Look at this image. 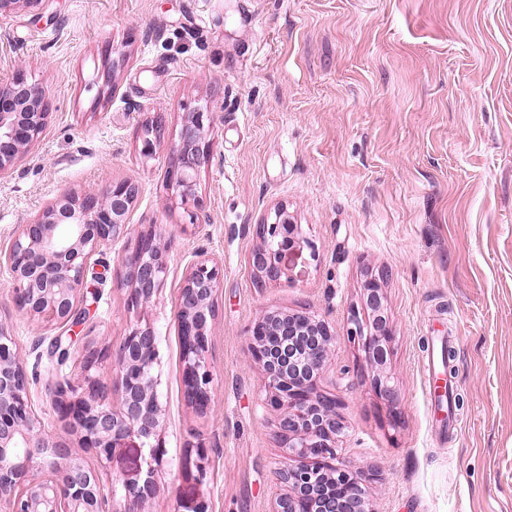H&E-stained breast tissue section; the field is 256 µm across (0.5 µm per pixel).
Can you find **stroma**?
I'll return each instance as SVG.
<instances>
[{
	"mask_svg": "<svg viewBox=\"0 0 512 512\" xmlns=\"http://www.w3.org/2000/svg\"><path fill=\"white\" fill-rule=\"evenodd\" d=\"M24 67L55 109L0 178V242L63 190L125 176L129 222L155 225L168 271L131 311L116 240L87 274L78 326L16 314L0 268V321L15 336L45 430L71 442L53 404L54 348L79 359L149 321L159 336L166 455L138 512H271L286 494L281 410L248 336L267 311L307 312L337 337L319 384L339 400V461L375 472L374 512H512V0H43L0 17V82ZM212 112L213 150L188 209L168 177L185 117ZM161 118L151 156L143 126ZM284 205L308 241L290 281L257 284L254 227ZM222 272L209 361L219 413L184 396L176 311L199 254ZM386 269L396 401L342 329L368 271ZM452 337L464 405L454 429L428 402L427 342ZM203 443V482L187 473Z\"/></svg>",
	"mask_w": 512,
	"mask_h": 512,
	"instance_id": "35a3bbf8",
	"label": "stroma"
}]
</instances>
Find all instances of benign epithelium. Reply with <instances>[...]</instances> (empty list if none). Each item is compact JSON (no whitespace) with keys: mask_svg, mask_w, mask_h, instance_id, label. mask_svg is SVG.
I'll list each match as a JSON object with an SVG mask.
<instances>
[{"mask_svg":"<svg viewBox=\"0 0 512 512\" xmlns=\"http://www.w3.org/2000/svg\"><path fill=\"white\" fill-rule=\"evenodd\" d=\"M52 109L45 87L28 82L21 69L0 84V176L11 172L40 139ZM214 123L212 112L190 113L171 146L168 175L185 204L197 203L199 168L210 152L207 137ZM137 192L130 176L101 192L64 190L38 217L21 225L8 244L0 246V265L10 271L17 311L79 323L86 274L112 242L132 233L128 214ZM255 232L260 243L250 262L258 280L290 279L304 240L287 208H275ZM167 269V251L155 227L137 230L133 251L122 258L118 276L129 305L150 304ZM385 278L382 272L367 276L362 310H352L344 333L374 369L375 392L393 402ZM220 280V268L201 259L188 270L179 296L185 397L200 415L218 407L208 349ZM334 339L335 332L324 320L288 311L265 313L249 335L253 358L265 374L269 403L286 408L279 437L288 456L300 459L298 465L286 462L280 468L288 494L276 501L274 512H371L362 485L372 474L335 464L336 441L344 430L339 402L318 391ZM158 361L157 332L140 320L127 328L118 348L86 351L77 374L59 384L53 398L60 420L74 436L72 446L53 440L39 421L26 366L8 324L0 321V512H102L104 475L113 455L123 448L145 450V478L122 483L124 505L112 507V512H132L152 498L157 491L155 471L166 454ZM105 362L112 371L110 387L100 375ZM113 387L120 393L117 407L112 404ZM82 450L93 455L99 467H90Z\"/></svg>","mask_w":512,"mask_h":512,"instance_id":"benign-epithelium-1","label":"benign epithelium"}]
</instances>
